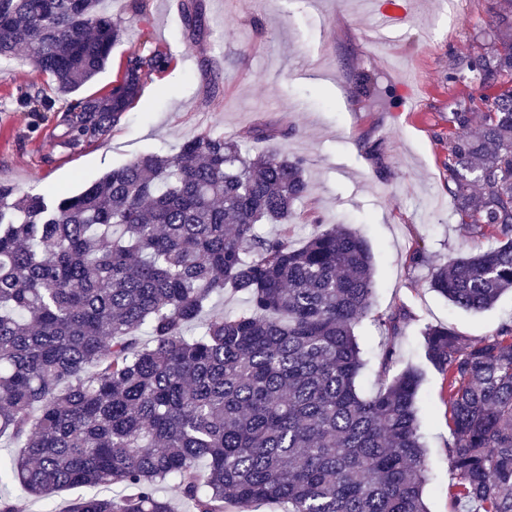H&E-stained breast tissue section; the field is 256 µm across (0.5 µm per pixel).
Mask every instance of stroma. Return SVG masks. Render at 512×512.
<instances>
[{
	"label": "stroma",
	"mask_w": 512,
	"mask_h": 512,
	"mask_svg": "<svg viewBox=\"0 0 512 512\" xmlns=\"http://www.w3.org/2000/svg\"><path fill=\"white\" fill-rule=\"evenodd\" d=\"M404 2L408 17L391 40L374 31V11ZM199 17L181 22L183 5ZM124 33L105 69L78 91L105 94L122 62L143 45L169 52L172 64L152 76L108 139L76 151L55 148L54 122L17 107L19 87L35 83L55 96L24 52L0 59V183L17 193L78 192L113 167L146 152L176 153L188 139L219 132L254 152L303 159L309 194L299 203L293 242L332 224L363 236L375 283L371 314L356 324L366 366L358 385L374 394L378 360L395 344L400 364L422 372L417 418L430 477L429 512H452L448 462L452 441L444 377L424 356L423 330L448 324L471 340L512 325V294L471 313L429 287L433 268L486 245L464 235L448 193V121L471 88L456 80L483 53L492 0H112ZM269 134L255 140L253 129ZM421 265L409 261L414 251ZM401 313L389 339L378 320ZM15 512H45L89 496L85 487L36 500L16 483L4 489Z\"/></svg>",
	"instance_id": "35a3bbf8"
}]
</instances>
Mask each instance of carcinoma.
<instances>
[{
	"label": "carcinoma",
	"instance_id": "cac0c4a2",
	"mask_svg": "<svg viewBox=\"0 0 512 512\" xmlns=\"http://www.w3.org/2000/svg\"><path fill=\"white\" fill-rule=\"evenodd\" d=\"M105 0H0V57L23 50L67 97L106 65L121 34ZM487 50L467 64L470 99L448 122V193L461 224L504 239L432 273L466 311L512 290V0H495ZM163 50L137 48L99 97L66 103L59 146L106 140L165 72ZM504 86L488 96L483 91ZM18 103L55 101L30 85ZM304 162L251 155L201 133L174 155L143 154L67 197L18 196L0 184V462L38 499L119 485L68 512H174L162 484L195 512L278 502L284 512H428L417 421L422 373L365 366L354 326L370 314L367 243L333 224L296 246ZM273 224L269 233L263 225ZM230 289L247 306L201 319ZM445 376L448 457L458 512H512V326L473 342L424 330Z\"/></svg>",
	"mask_w": 512,
	"mask_h": 512
}]
</instances>
